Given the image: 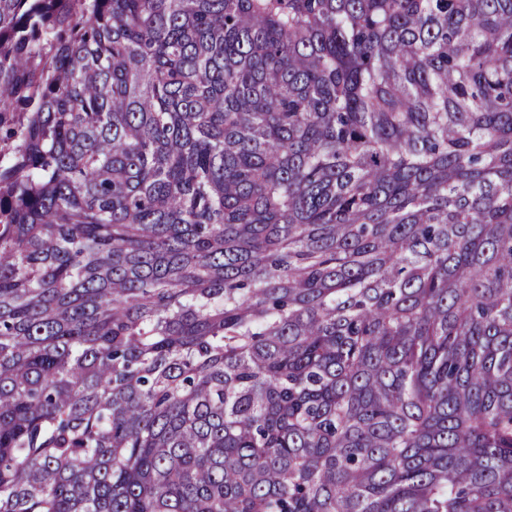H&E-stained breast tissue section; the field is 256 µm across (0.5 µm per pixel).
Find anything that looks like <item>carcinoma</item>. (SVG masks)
Here are the masks:
<instances>
[{
    "instance_id": "cac0c4a2",
    "label": "carcinoma",
    "mask_w": 512,
    "mask_h": 512,
    "mask_svg": "<svg viewBox=\"0 0 512 512\" xmlns=\"http://www.w3.org/2000/svg\"><path fill=\"white\" fill-rule=\"evenodd\" d=\"M0 512H512V0H0Z\"/></svg>"
}]
</instances>
